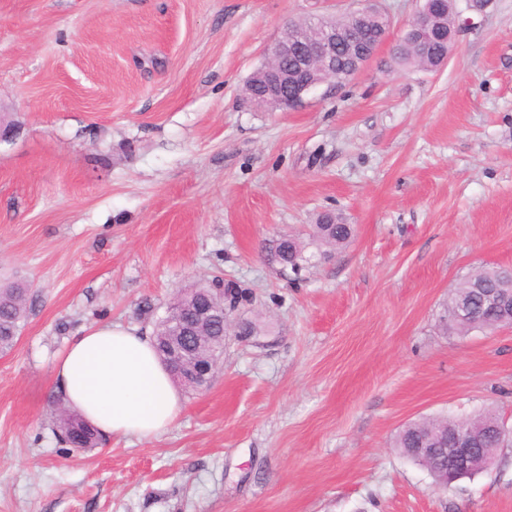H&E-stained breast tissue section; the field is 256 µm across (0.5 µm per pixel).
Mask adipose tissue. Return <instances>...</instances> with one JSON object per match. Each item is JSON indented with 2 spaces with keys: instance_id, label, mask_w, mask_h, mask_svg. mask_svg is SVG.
Listing matches in <instances>:
<instances>
[{
  "instance_id": "1",
  "label": "adipose tissue",
  "mask_w": 512,
  "mask_h": 512,
  "mask_svg": "<svg viewBox=\"0 0 512 512\" xmlns=\"http://www.w3.org/2000/svg\"><path fill=\"white\" fill-rule=\"evenodd\" d=\"M54 378L67 405L104 436L156 438L181 411L152 337L119 324L75 335L55 362Z\"/></svg>"
}]
</instances>
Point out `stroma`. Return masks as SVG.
<instances>
[{"label": "stroma", "instance_id": "35a3bbf8", "mask_svg": "<svg viewBox=\"0 0 512 512\" xmlns=\"http://www.w3.org/2000/svg\"><path fill=\"white\" fill-rule=\"evenodd\" d=\"M388 38L291 112L243 99L289 23L356 0H0V281L31 290L0 352V512H512V447L438 491L409 422L512 427V329L445 330L453 288L512 266V0L438 69ZM332 214L350 241L300 272L271 251ZM222 277L249 296L207 392L160 437L76 450L54 363L101 322L153 331ZM498 419L491 413H481L465 419H449L447 417H433L417 423L405 425L394 439V447L409 457L411 448L416 447V436L427 434H445L448 426V435L454 432H467L476 428L483 420Z\"/></svg>", "mask_w": 512, "mask_h": 512}]
</instances>
